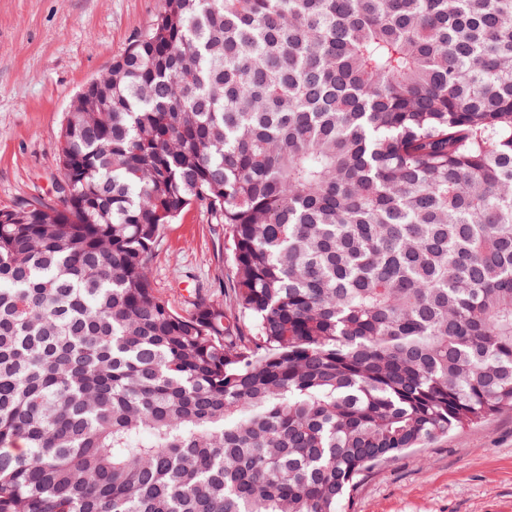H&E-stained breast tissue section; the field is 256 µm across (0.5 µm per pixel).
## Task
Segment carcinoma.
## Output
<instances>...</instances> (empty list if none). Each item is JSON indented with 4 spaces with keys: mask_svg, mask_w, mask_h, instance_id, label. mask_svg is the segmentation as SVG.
Returning a JSON list of instances; mask_svg holds the SVG:
<instances>
[{
    "mask_svg": "<svg viewBox=\"0 0 512 512\" xmlns=\"http://www.w3.org/2000/svg\"><path fill=\"white\" fill-rule=\"evenodd\" d=\"M0 209V512H344L512 409V0H164ZM233 288H152L189 205Z\"/></svg>",
    "mask_w": 512,
    "mask_h": 512,
    "instance_id": "1",
    "label": "carcinoma"
}]
</instances>
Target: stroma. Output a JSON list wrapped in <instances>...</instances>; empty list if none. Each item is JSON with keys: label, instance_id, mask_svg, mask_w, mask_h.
<instances>
[{"label": "stroma", "instance_id": "1", "mask_svg": "<svg viewBox=\"0 0 512 512\" xmlns=\"http://www.w3.org/2000/svg\"><path fill=\"white\" fill-rule=\"evenodd\" d=\"M163 0H0V208L54 199L74 96L147 30ZM224 227L192 205L167 225L151 281L178 311L231 287ZM351 512H512V409L372 469Z\"/></svg>", "mask_w": 512, "mask_h": 512}]
</instances>
